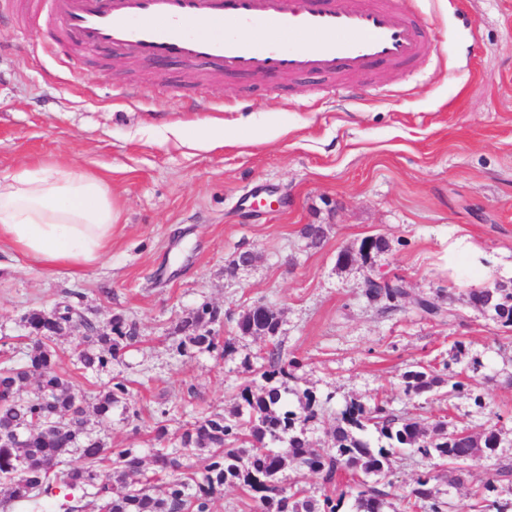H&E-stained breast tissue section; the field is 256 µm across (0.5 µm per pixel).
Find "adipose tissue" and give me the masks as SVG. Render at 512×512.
<instances>
[{
  "label": "adipose tissue",
  "mask_w": 512,
  "mask_h": 512,
  "mask_svg": "<svg viewBox=\"0 0 512 512\" xmlns=\"http://www.w3.org/2000/svg\"><path fill=\"white\" fill-rule=\"evenodd\" d=\"M116 220L109 185L82 166L0 172V241L44 267L98 263Z\"/></svg>",
  "instance_id": "1"
}]
</instances>
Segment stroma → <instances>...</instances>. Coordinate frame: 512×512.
I'll return each instance as SVG.
<instances>
[{
  "mask_svg": "<svg viewBox=\"0 0 512 512\" xmlns=\"http://www.w3.org/2000/svg\"><path fill=\"white\" fill-rule=\"evenodd\" d=\"M24 4L0 0V171L80 164L110 185L120 219L104 260L76 273L0 245V360L21 358L32 309L76 298L98 325L135 322L138 342L80 385L91 404L104 383L126 382V408L92 431L145 456L159 414L174 432L232 410L265 347L236 323L263 304L280 316L284 359L303 363L289 388L326 402L311 444L331 445L350 398L389 401L451 432L495 426L499 447L464 465V483L409 451L388 476L400 496L432 473L450 512H471L473 488L512 459V330L469 303L472 278L441 257L466 235L489 257L490 281L512 280V0H408L428 24L425 57L351 80L333 99L321 76L214 77L202 64L130 65L65 45L43 54ZM123 87L140 94L120 99ZM190 96L197 111L182 106ZM204 128L223 145L200 144ZM305 224L324 226L320 246L301 237ZM371 235L386 251L338 265L339 251ZM244 250L255 263L231 270ZM370 275L403 278L452 313L430 319L407 302L382 312L363 292ZM205 303L222 309L217 331L235 351L178 354L175 323ZM416 362L452 363L462 389L407 399L401 375Z\"/></svg>",
  "mask_w": 512,
  "mask_h": 512,
  "instance_id": "stroma-1",
  "label": "stroma"
}]
</instances>
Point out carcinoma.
<instances>
[{"label": "carcinoma", "mask_w": 512, "mask_h": 512, "mask_svg": "<svg viewBox=\"0 0 512 512\" xmlns=\"http://www.w3.org/2000/svg\"><path fill=\"white\" fill-rule=\"evenodd\" d=\"M387 241L367 236L359 250H368L364 262L384 251ZM402 278L381 285L367 278L364 295L383 304V311L397 309L410 300L421 313L441 318L445 311L430 300L405 288ZM471 304L489 311L504 328H512V288L497 283L473 288ZM224 322V312L207 303L175 325L176 351L181 355L212 353L233 346L232 338L219 339L209 326ZM30 341L22 364L5 360L0 365V485L7 493L0 498L3 512H45L58 483L80 492L76 501L63 499L57 512H211V504L224 487L242 489L251 500V512H339L345 498L352 499L351 512H447L448 502L423 475L404 495L388 491L386 480L393 458L410 450L437 465L475 461L495 450L497 431L488 425L478 432L469 429L448 432L447 424L435 420L424 424L406 413H397L384 401L352 398L336 416L332 445L311 446L305 427L322 416L323 403L303 392L299 410L288 408V380L295 378L299 362L282 357L278 314L258 305L237 321L242 336L260 337L266 349L258 377L243 384L237 404L229 415L212 414L183 425L169 438L165 421L156 422L151 456L152 471L134 448H111L92 435L82 407V395L73 381L58 371L59 354L54 340L79 325L83 335L73 342V355L82 374L98 372L138 338L135 324L114 318L106 327L97 325L68 301L49 310L33 309L23 317ZM37 391L21 392L30 379ZM408 399L448 387L453 395L461 386L454 375L442 379L429 364H418L401 375ZM129 390L125 382H109L96 398L97 422L110 419L112 410L126 407ZM175 441L169 452L163 444ZM206 456L200 471L183 460ZM75 456L79 463L68 466ZM109 463L108 480H100L101 466ZM300 472L321 475L323 494L316 498L296 479L282 485L288 466ZM181 477L164 483L154 492V482L167 473ZM512 494V461L504 462L473 491V512H508L509 504L490 499V494Z\"/></svg>", "instance_id": "obj_1"}]
</instances>
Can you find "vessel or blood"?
I'll return each mask as SVG.
<instances>
[{
  "mask_svg": "<svg viewBox=\"0 0 512 512\" xmlns=\"http://www.w3.org/2000/svg\"><path fill=\"white\" fill-rule=\"evenodd\" d=\"M56 40L143 62L207 63L233 75L345 81L425 51L426 27L395 0H28ZM266 32L263 40L243 30Z\"/></svg>",
  "mask_w": 512,
  "mask_h": 512,
  "instance_id": "vessel-or-blood-1",
  "label": "vessel or blood"
}]
</instances>
